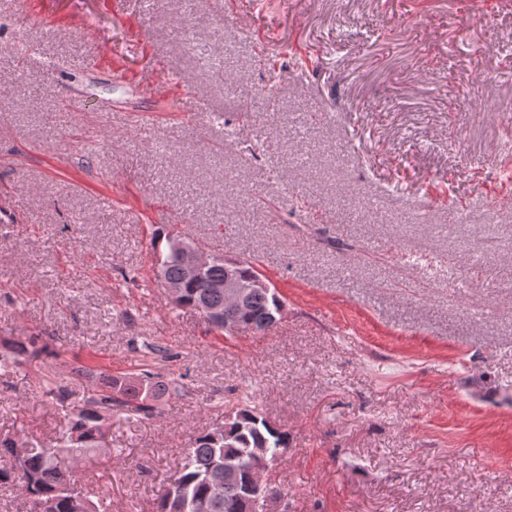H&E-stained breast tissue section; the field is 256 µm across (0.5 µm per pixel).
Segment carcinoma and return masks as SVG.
Instances as JSON below:
<instances>
[{
	"instance_id": "cac0c4a2",
	"label": "carcinoma",
	"mask_w": 512,
	"mask_h": 512,
	"mask_svg": "<svg viewBox=\"0 0 512 512\" xmlns=\"http://www.w3.org/2000/svg\"><path fill=\"white\" fill-rule=\"evenodd\" d=\"M181 254L173 245L158 257L157 268L167 280L181 276ZM250 322L258 331L269 325L278 302L269 288L250 292ZM178 307L206 316L209 307L224 305V296L206 293L200 283H188ZM179 391L173 379L160 380L145 371L139 376L111 379L107 389L77 408L67 422L56 448L18 446L16 435L0 434V485L19 484L29 498L31 512H104V503L74 488V472L62 467L64 457L91 462L106 436V420L112 413L129 409L151 415L153 402ZM266 449L270 463L282 459L288 450V434L268 422L249 404L230 409L224 429L215 435L200 433L185 449L179 475L159 498L156 512H246V486L251 481V450ZM226 463L239 471L236 483L217 484L210 479L217 464Z\"/></svg>"
}]
</instances>
